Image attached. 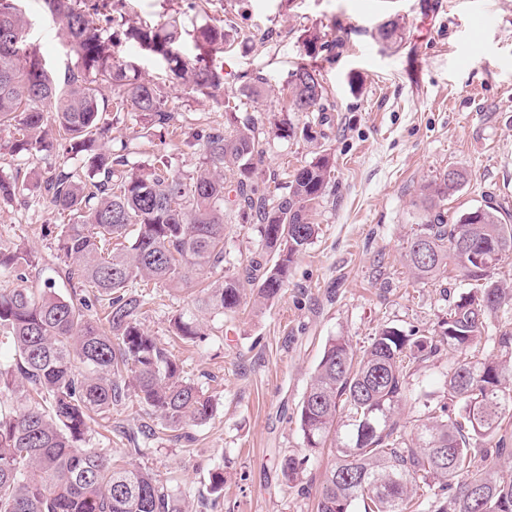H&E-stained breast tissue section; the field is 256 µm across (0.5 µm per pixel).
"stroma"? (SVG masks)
Instances as JSON below:
<instances>
[{"instance_id": "35a3bbf8", "label": "stroma", "mask_w": 512, "mask_h": 512, "mask_svg": "<svg viewBox=\"0 0 512 512\" xmlns=\"http://www.w3.org/2000/svg\"><path fill=\"white\" fill-rule=\"evenodd\" d=\"M188 3L123 0L122 13L180 17L186 30L178 49L190 61L198 56L191 27L223 22L232 43L207 61L223 77L225 96L246 114L278 112L290 75L305 57V31L317 29L336 41L320 75L333 108L324 138L310 144L269 137L256 175L286 188L293 169L321 151L331 154L335 168L312 212L318 233L293 265L280 299L260 303L256 284H246L234 314L208 317L206 337L182 342L174 340L170 322L191 310L196 280L179 292L144 288L142 328L176 358L185 378L213 396L217 411L188 431L140 439L135 461L194 512H316L321 481L335 462L334 441L311 457L303 487L286 485L279 462L303 451L300 406L326 341L346 336L361 350L386 326L434 332L468 290L455 270L419 280L406 265L407 242L422 223L416 205L421 186L448 168L463 169L466 181L444 202L449 216L489 205L512 224V0H213L204 12L189 10ZM23 7L29 43L48 73L63 81L80 66L76 53L57 37L59 23L39 0H25ZM390 19L400 25L393 45L377 35ZM115 53L176 105L182 133L156 150L167 155L172 172L195 173L204 164L197 135L223 121V113L211 98L175 80L162 58L125 41ZM258 76L265 80L262 96L244 95V84ZM109 122L106 147L127 146L134 167L149 161L134 138L136 113L113 112ZM13 137V129L0 127V175L18 178L26 191L24 199L0 204V248L30 251L26 285L49 284L68 294L56 236L69 218L34 185L59 159L12 157ZM224 250L229 275L266 252L257 225L236 220L225 226ZM451 359L444 352L414 366L413 397L396 414L401 424L442 400ZM149 421L142 405L129 399L113 410L108 428L86 434L84 445L124 460L122 430L135 432ZM218 468L224 490L216 499L209 475Z\"/></svg>"}]
</instances>
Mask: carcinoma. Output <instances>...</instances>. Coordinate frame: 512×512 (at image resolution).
<instances>
[{
  "label": "carcinoma",
  "instance_id": "1",
  "mask_svg": "<svg viewBox=\"0 0 512 512\" xmlns=\"http://www.w3.org/2000/svg\"><path fill=\"white\" fill-rule=\"evenodd\" d=\"M22 2L0 0V41L16 40L26 50L0 54V126L16 130L10 153L48 156L63 141L68 153L84 155L88 172L99 180L60 164L40 182L50 204L72 216L57 239L64 275L76 282L72 294L25 285L0 289V345L6 340L13 349L9 363L0 366V393L22 396L16 409L0 412V512H191L149 470L114 464L79 445L94 418L112 415L131 392L162 431L201 424L216 410L212 397L186 380L175 357L141 327L145 300L138 288L154 282L177 291L193 274L224 268V221L239 217L258 225L273 263L265 268L252 260L244 277L207 283L195 308L215 315L236 311L244 280L259 283V298H278L317 234L311 215L331 181L333 159L318 154L290 176L288 194L276 192L254 177V160L263 155L258 118L239 117L237 105L223 100L224 125L203 135L205 168L186 177L172 174L161 157L127 168L124 156L102 143L109 131L103 88L112 90L118 108L141 115L143 138L155 127L174 126L176 109L112 47L122 38L133 41L162 56L187 89L215 97L221 77L205 56L227 43L224 25L196 28L199 57L190 62L175 50L182 31L174 18L129 22L118 33L112 30L113 0H41L80 60V69L60 84L27 43ZM304 41L309 61L292 73L282 118L270 121V132L293 137L296 126L288 114L310 112L302 135L312 143L331 121L317 65L327 44L317 31ZM45 103L51 112L42 108ZM226 171L232 172L228 187ZM231 192L233 210L226 212L224 198ZM451 193L443 176L422 187L417 206L424 222L405 257L419 280H433L451 265L474 287L453 303L440 334L385 327L359 352L345 336L327 340L300 409L307 453L280 461L285 483L297 486L310 457L336 434V462L322 482L316 512H351L356 501L363 512H407L419 484L430 479L452 489L438 512H512V476L498 473L503 449L471 447V440L493 437L512 418V332L496 337L492 354L449 365L448 397L427 407L412 431L394 418L411 396L409 365L445 348L480 343L487 316L512 301V288L493 280L496 267L512 258V224L491 207L448 221L441 202ZM22 194L16 181L0 177L1 202ZM475 254L488 264L474 262ZM30 262L26 250H0V271ZM87 290L107 327L88 314ZM172 327L182 339L204 335L194 314L176 316Z\"/></svg>",
  "mask_w": 512,
  "mask_h": 512
}]
</instances>
